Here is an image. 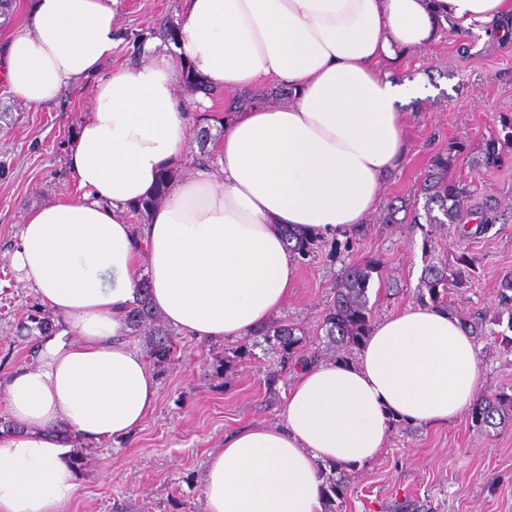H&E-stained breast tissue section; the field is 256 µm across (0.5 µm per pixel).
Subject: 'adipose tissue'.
Wrapping results in <instances>:
<instances>
[{"label": "adipose tissue", "mask_w": 512, "mask_h": 512, "mask_svg": "<svg viewBox=\"0 0 512 512\" xmlns=\"http://www.w3.org/2000/svg\"><path fill=\"white\" fill-rule=\"evenodd\" d=\"M120 0H36L8 41L12 94L42 104L97 77L69 151L82 192L21 224L18 279L63 319L39 364L0 386L16 430L0 436V512H60L78 489L74 449L136 432L159 384L128 342L142 279L156 310L200 341L249 335L287 301L296 263L279 227L321 238L360 233L405 152L408 51L447 29L512 30V0H182L171 52L101 76ZM236 91L288 84V105L237 112L212 167L192 159L188 114L174 93L182 65ZM177 166L163 204L134 226L129 207ZM479 350L459 320L428 305L375 322L355 360L295 374L280 422L225 436L202 476L204 512H323L320 464L373 461L393 421L459 418L481 385Z\"/></svg>", "instance_id": "obj_1"}]
</instances>
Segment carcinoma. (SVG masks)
<instances>
[{"instance_id": "obj_1", "label": "carcinoma", "mask_w": 512, "mask_h": 512, "mask_svg": "<svg viewBox=\"0 0 512 512\" xmlns=\"http://www.w3.org/2000/svg\"><path fill=\"white\" fill-rule=\"evenodd\" d=\"M182 80L197 91L213 93L205 82L189 66L182 67ZM497 122L500 131L488 137L482 145L475 163L486 169L498 168L504 157V147L512 144V114L502 113ZM465 145L460 141H450L448 146L433 154L417 197L412 201L400 200V204L390 203L377 218L383 224L429 225L435 231L447 224L462 225V235L455 244L452 261L441 260L426 265L416 291L420 304L431 305L450 311L459 317L465 329L477 340L492 337L503 347L512 351V275L502 279L498 288L494 311L463 314L448 303V296L456 290L469 287L475 278V266L468 255L470 238L487 231L490 225L498 222L506 224L512 220L507 212L500 209L490 198L478 200L465 181L451 176L461 157ZM173 180V171L165 170L154 195L130 205L129 211L144 224L154 207L166 194ZM476 220L475 228L463 225V218ZM290 253L299 263L313 260L324 246V240L301 236L282 228ZM379 269L376 260L353 261L346 264L336 281L333 297L326 305L320 321L327 343L339 351L360 347L370 335L374 325L373 305L370 304L369 289L372 273ZM31 325L25 327L28 334L38 332L46 336L56 330L50 316L36 311L28 316ZM130 335L141 336L145 349L153 365L164 370L174 362L177 342L175 333L162 317L157 314L149 300V287L144 284L139 291L137 303L127 314ZM252 342L243 343L224 351V356L214 359L213 371L220 375L229 365L237 361L269 362L264 384L269 390L276 389L277 383L296 370L318 359V354L305 349L304 329L286 321L271 322L251 333ZM260 353H255V349ZM471 425L478 430L512 422V386L502 387L490 395H482L470 408ZM351 476L347 470L335 465L324 476V496L328 503L327 512H336V500L345 497ZM386 512H433L425 501L405 498L394 500L386 506Z\"/></svg>"}]
</instances>
